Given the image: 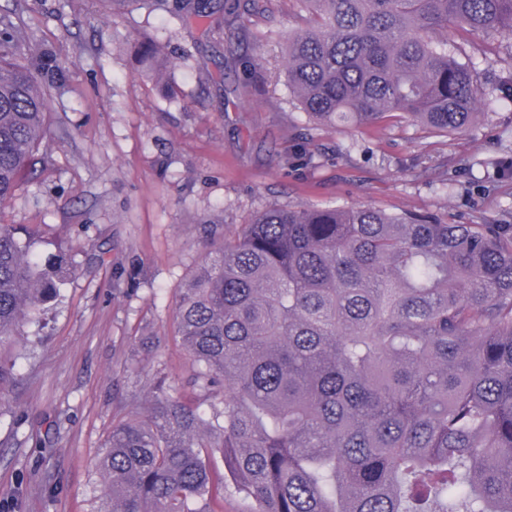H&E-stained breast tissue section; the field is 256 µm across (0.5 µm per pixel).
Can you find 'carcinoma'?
Here are the masks:
<instances>
[{
	"mask_svg": "<svg viewBox=\"0 0 512 512\" xmlns=\"http://www.w3.org/2000/svg\"><path fill=\"white\" fill-rule=\"evenodd\" d=\"M243 30L252 0H107ZM285 75L317 125L387 117L468 131L486 91L435 36H512V0H299ZM0 15V203L33 173L49 134L46 92ZM149 74L171 62L136 43ZM0 224V347L41 319L74 273ZM177 335L205 414L156 399L112 427L99 461L104 512H215L231 486L251 512H512V224H448L368 206L273 207L207 253L179 289ZM224 463L219 481L216 459Z\"/></svg>",
	"mask_w": 512,
	"mask_h": 512,
	"instance_id": "obj_1",
	"label": "carcinoma"
}]
</instances>
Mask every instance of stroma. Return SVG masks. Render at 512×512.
Wrapping results in <instances>:
<instances>
[{
  "label": "stroma",
  "mask_w": 512,
  "mask_h": 512,
  "mask_svg": "<svg viewBox=\"0 0 512 512\" xmlns=\"http://www.w3.org/2000/svg\"><path fill=\"white\" fill-rule=\"evenodd\" d=\"M246 33L186 27L139 8L104 17L102 0H0L28 24L30 57L55 56L41 77L50 139L36 179L0 206V222L43 224L42 254L75 273L45 328L0 350L16 374L0 386V504L11 512H98V461L113 424L179 397L214 405L189 380L175 334L176 293L209 238L272 207L370 206L451 224H512V105L487 106L469 131L444 136L386 120L357 130L312 124L282 71L296 0H261ZM149 34L178 59L145 78L127 45ZM456 57L479 84L512 72V44L485 39Z\"/></svg>",
  "instance_id": "stroma-1"
}]
</instances>
